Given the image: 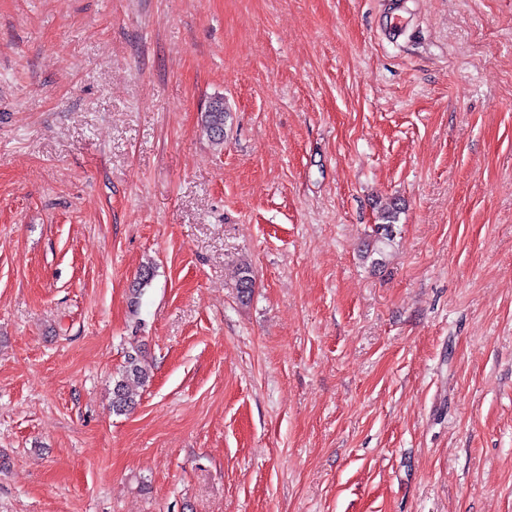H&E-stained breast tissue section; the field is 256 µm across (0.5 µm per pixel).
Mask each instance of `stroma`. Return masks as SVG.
<instances>
[{
  "label": "stroma",
  "instance_id": "1",
  "mask_svg": "<svg viewBox=\"0 0 512 512\" xmlns=\"http://www.w3.org/2000/svg\"><path fill=\"white\" fill-rule=\"evenodd\" d=\"M0 512H512V0H0ZM227 118H229V112H226L222 99L211 101L202 116L204 128L216 144H221L224 140V127ZM125 365L112 377V412L122 414L136 405L135 387L144 385L150 378V365L137 346L127 351Z\"/></svg>",
  "mask_w": 512,
  "mask_h": 512
}]
</instances>
